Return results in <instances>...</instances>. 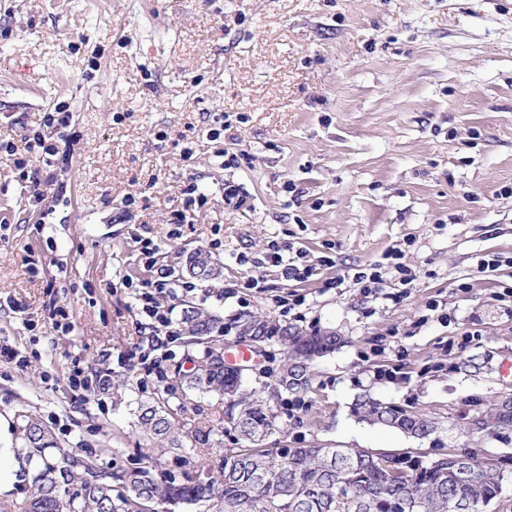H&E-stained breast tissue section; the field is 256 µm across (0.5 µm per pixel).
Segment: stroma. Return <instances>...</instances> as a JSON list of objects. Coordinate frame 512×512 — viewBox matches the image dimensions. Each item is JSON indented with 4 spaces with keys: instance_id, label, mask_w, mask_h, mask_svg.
I'll list each match as a JSON object with an SVG mask.
<instances>
[{
    "instance_id": "stroma-1",
    "label": "stroma",
    "mask_w": 512,
    "mask_h": 512,
    "mask_svg": "<svg viewBox=\"0 0 512 512\" xmlns=\"http://www.w3.org/2000/svg\"><path fill=\"white\" fill-rule=\"evenodd\" d=\"M60 105L72 123L50 140L67 163L24 173L0 152V345L28 359L0 364V448L33 413L101 467L129 466L135 411L162 385L189 425L214 420L215 398L185 399L181 341L150 349L122 281L144 275L136 239L181 276L218 238L222 276L177 289L172 320L189 301L344 339L314 363V393L279 401L290 445L473 455L502 468L496 512H512V432L467 431L512 392V313L497 299L512 267L476 268L512 256V0H0V141L24 150ZM228 178L250 194L241 209L224 205ZM272 240L332 264L303 283L272 268L250 290L235 256ZM394 247L416 274L403 301L391 267L370 297L335 285ZM290 294L304 305L283 310ZM58 306L63 333L48 319ZM77 368L130 384L119 400L75 391ZM364 394L438 428L415 439L359 421Z\"/></svg>"
}]
</instances>
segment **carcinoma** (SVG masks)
<instances>
[{
  "label": "carcinoma",
  "mask_w": 512,
  "mask_h": 512,
  "mask_svg": "<svg viewBox=\"0 0 512 512\" xmlns=\"http://www.w3.org/2000/svg\"><path fill=\"white\" fill-rule=\"evenodd\" d=\"M188 274L199 280L221 275V266L210 252L199 249L188 258ZM246 316L224 318L194 304L183 308L184 343L203 346L192 367L182 374L188 391L224 402L219 423L188 428L182 407L163 398L138 410L137 426L145 441L139 449V465L103 470L92 455H77L61 447L51 427L34 414L19 415L18 443L13 448L19 474L29 479V495L22 512H158L157 507L193 506L213 502L215 512H394L395 500L415 504L412 512H448V498L461 496L480 505L502 493L504 475L478 474L460 486L454 480L455 463L447 458L427 465L412 459L397 464L411 472L408 479L393 477L351 449L267 448L263 441L278 430V414L271 399L250 397L242 389L239 368L224 367V330ZM257 344L276 345L284 355L278 377L292 384L281 387L272 399L286 391L308 392L313 387L314 360L336 350V332L310 333L261 315ZM354 412L371 425L416 433L429 431L434 421L423 417L413 423L364 398ZM237 433L239 447L225 448L221 436ZM200 449L204 456L223 452L214 470L204 464L173 475L162 469L161 459L173 448Z\"/></svg>",
  "instance_id": "1"
}]
</instances>
